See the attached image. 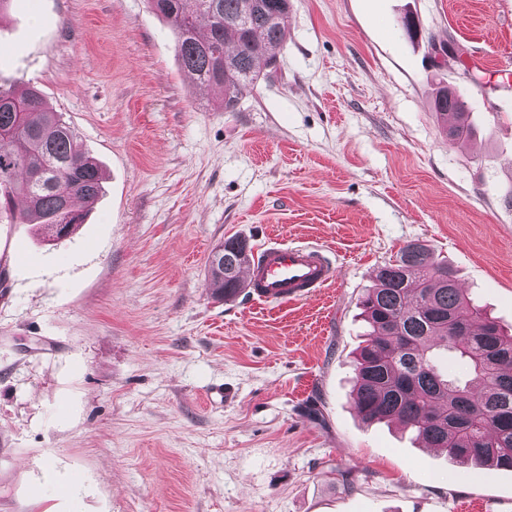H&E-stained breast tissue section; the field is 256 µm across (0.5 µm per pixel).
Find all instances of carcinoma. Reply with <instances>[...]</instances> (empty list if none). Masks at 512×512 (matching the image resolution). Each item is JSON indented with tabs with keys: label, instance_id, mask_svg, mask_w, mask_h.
Instances as JSON below:
<instances>
[{
	"label": "carcinoma",
	"instance_id": "carcinoma-1",
	"mask_svg": "<svg viewBox=\"0 0 512 512\" xmlns=\"http://www.w3.org/2000/svg\"><path fill=\"white\" fill-rule=\"evenodd\" d=\"M149 2L174 35L183 72L220 91L227 111L254 90L261 67L276 64L287 35L284 0ZM243 16L251 19L247 29L237 25ZM434 108L449 140L472 135L469 106L456 91L439 88ZM101 192L100 168L75 148L73 131L41 93L0 90V208L21 196L20 223L70 232L85 217L72 200L91 204ZM250 257L235 238L224 241L223 254L212 253L209 287L217 296L242 291L239 270ZM361 306L367 331L353 363V402L362 420H397L451 459L512 469V333L458 288L454 268L409 243L378 267ZM443 353L465 362L472 378L445 373Z\"/></svg>",
	"mask_w": 512,
	"mask_h": 512
}]
</instances>
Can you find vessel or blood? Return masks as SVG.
<instances>
[{"instance_id":"b4317fda","label":"vessel or blood","mask_w":512,"mask_h":512,"mask_svg":"<svg viewBox=\"0 0 512 512\" xmlns=\"http://www.w3.org/2000/svg\"><path fill=\"white\" fill-rule=\"evenodd\" d=\"M240 275L252 298L288 303L303 300L336 279V265L320 246L270 239Z\"/></svg>"}]
</instances>
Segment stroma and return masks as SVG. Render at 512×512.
Returning a JSON list of instances; mask_svg holds the SVG:
<instances>
[{
  "mask_svg": "<svg viewBox=\"0 0 512 512\" xmlns=\"http://www.w3.org/2000/svg\"><path fill=\"white\" fill-rule=\"evenodd\" d=\"M285 25L227 112L148 0L0 12V88H40L105 174L68 237L0 213V512H512V470L351 404L360 298L407 243L512 326V0H291ZM271 236L321 244L337 281L215 296L213 249ZM434 108L446 124L449 140L463 141L472 135V113L467 102L455 90L439 88L435 95Z\"/></svg>",
  "mask_w": 512,
  "mask_h": 512,
  "instance_id": "35a3bbf8",
  "label": "stroma"
}]
</instances>
